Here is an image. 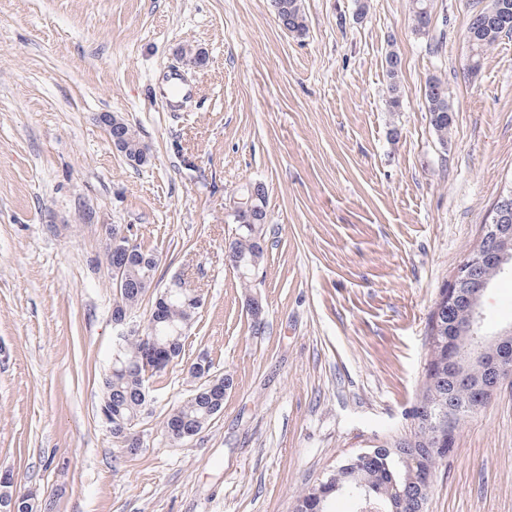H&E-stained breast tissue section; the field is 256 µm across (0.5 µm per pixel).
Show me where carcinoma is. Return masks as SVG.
Here are the masks:
<instances>
[{"instance_id":"obj_1","label":"carcinoma","mask_w":512,"mask_h":512,"mask_svg":"<svg viewBox=\"0 0 512 512\" xmlns=\"http://www.w3.org/2000/svg\"><path fill=\"white\" fill-rule=\"evenodd\" d=\"M277 25L295 37L307 32V17L302 0H270ZM431 0H414L413 31L426 33L430 17ZM512 26V0H488V3L472 15L467 38L472 55L468 69L478 73L485 51L501 38L499 24ZM401 59L392 52L386 59L389 78V111L397 112L402 105L397 84ZM423 105L429 115V123L440 137L448 140V94L446 81L438 75L429 76L424 85ZM252 217L239 223V233L229 243L230 256L243 278V286L251 287V276L264 258L265 239L260 225L267 223L266 196L253 199ZM108 266L125 262L126 275L131 288L117 298L126 314L136 307L142 298L140 289L151 288L159 265L157 255L135 247L131 255L105 248ZM171 295L165 300L160 312L152 313L144 331L133 330L119 336L112 354V365L103 382L100 412L109 419L107 427L112 436L126 443L127 451L134 455L137 450L127 443L130 430L144 413L151 378L161 374L164 368L150 367L152 362L164 359L171 363L182 352L186 330L191 326L195 311L190 306L192 291L175 283L170 287ZM475 289L465 287L456 291L455 301L446 308L435 326H427L429 360L427 368L442 372V382L422 388L419 405L429 404L431 409H448L452 401L459 407L465 403L467 389L448 382V344L463 345L468 336L471 298ZM212 365L205 357L196 359L188 368L192 378L202 381L189 399L172 409L165 428L188 438L195 435L208 421L224 408V385H232L228 376L211 375ZM443 461L436 446L434 429L419 426L414 435L383 446V449L360 464L341 461L319 482L307 487L295 499L293 512H330L329 501L338 494L350 498L355 492L369 497L385 512H411L408 504L428 494L427 477L433 476L438 464Z\"/></svg>"}]
</instances>
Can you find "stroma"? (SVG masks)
<instances>
[{"label":"stroma","mask_w":512,"mask_h":512,"mask_svg":"<svg viewBox=\"0 0 512 512\" xmlns=\"http://www.w3.org/2000/svg\"><path fill=\"white\" fill-rule=\"evenodd\" d=\"M367 4L303 0L298 38L268 0H0V470L41 512H291L345 457L413 436L428 317L512 188V37L472 76L476 0H433L423 35L412 0ZM173 72L196 94L171 109L158 92ZM433 74L444 142L422 104ZM105 113L147 163L113 149ZM256 182L266 253L246 289L227 246ZM106 224L159 257L157 289L202 296L134 455L98 418L117 339ZM479 310L484 333L512 329L511 267ZM202 353L233 379L224 410L170 440ZM426 512H512V377L459 427ZM401 59L398 54L392 52L386 59V72L389 78L388 99L386 100L389 111L398 112L402 105L399 85L397 84ZM446 81L442 76H429L424 85L423 105L429 115V123L441 141L448 139V94Z\"/></svg>","instance_id":"obj_1"}]
</instances>
